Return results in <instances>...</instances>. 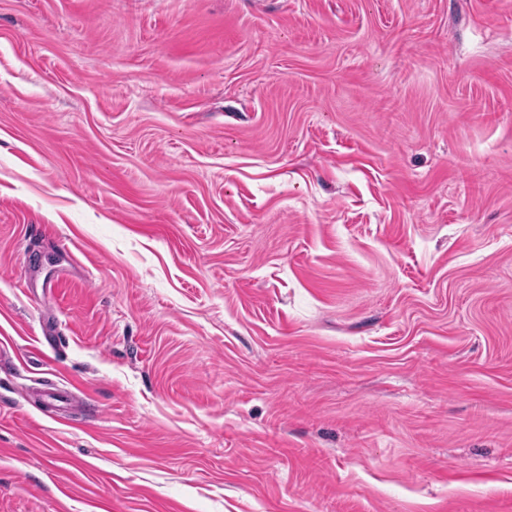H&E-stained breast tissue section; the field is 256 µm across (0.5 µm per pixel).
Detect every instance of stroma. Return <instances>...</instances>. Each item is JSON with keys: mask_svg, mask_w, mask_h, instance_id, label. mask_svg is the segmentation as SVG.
I'll return each mask as SVG.
<instances>
[{"mask_svg": "<svg viewBox=\"0 0 512 512\" xmlns=\"http://www.w3.org/2000/svg\"><path fill=\"white\" fill-rule=\"evenodd\" d=\"M0 512H512V0H0Z\"/></svg>", "mask_w": 512, "mask_h": 512, "instance_id": "obj_1", "label": "stroma"}]
</instances>
